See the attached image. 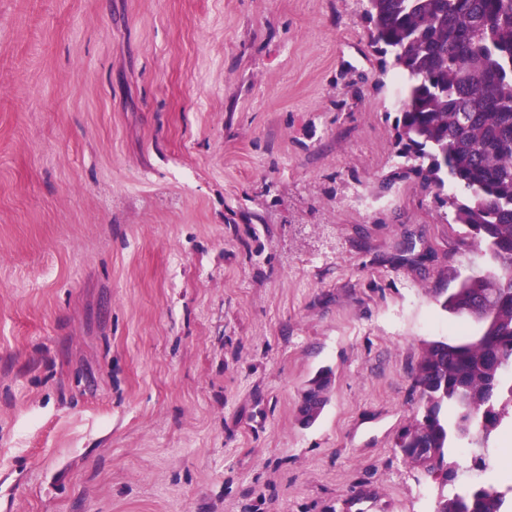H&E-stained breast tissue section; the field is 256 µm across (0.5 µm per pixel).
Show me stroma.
Masks as SVG:
<instances>
[{"mask_svg": "<svg viewBox=\"0 0 512 512\" xmlns=\"http://www.w3.org/2000/svg\"><path fill=\"white\" fill-rule=\"evenodd\" d=\"M365 6L0 0V512H434L396 441L491 259L395 176Z\"/></svg>", "mask_w": 512, "mask_h": 512, "instance_id": "stroma-1", "label": "stroma"}]
</instances>
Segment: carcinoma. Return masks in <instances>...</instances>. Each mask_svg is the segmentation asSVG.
Listing matches in <instances>:
<instances>
[{
	"label": "carcinoma",
	"mask_w": 512,
	"mask_h": 512,
	"mask_svg": "<svg viewBox=\"0 0 512 512\" xmlns=\"http://www.w3.org/2000/svg\"><path fill=\"white\" fill-rule=\"evenodd\" d=\"M376 51L406 79L396 122L401 154L424 189L463 193L443 203L485 245L496 270L438 292L442 310L477 336L426 344L414 373L424 412L396 443L404 460L452 485L448 450L482 448L512 407V0H366ZM435 512H512L492 485L443 495Z\"/></svg>",
	"instance_id": "1"
}]
</instances>
